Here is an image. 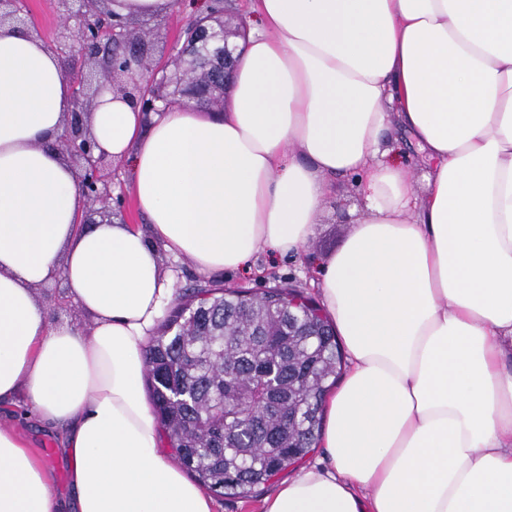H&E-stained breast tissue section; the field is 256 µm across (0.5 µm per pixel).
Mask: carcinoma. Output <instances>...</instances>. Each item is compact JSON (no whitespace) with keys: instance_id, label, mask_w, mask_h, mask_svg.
Here are the masks:
<instances>
[{"instance_id":"cac0c4a2","label":"carcinoma","mask_w":512,"mask_h":512,"mask_svg":"<svg viewBox=\"0 0 512 512\" xmlns=\"http://www.w3.org/2000/svg\"><path fill=\"white\" fill-rule=\"evenodd\" d=\"M199 16L183 31L174 70L162 69L143 94L164 97L186 74L210 78L201 53L186 46L209 25ZM99 36L95 4L84 16ZM150 50L128 28L112 35V68L133 69ZM146 377L162 431L177 463L220 495L247 494L311 451L322 403L343 354L332 323L295 289L199 286L161 321L146 350Z\"/></svg>"}]
</instances>
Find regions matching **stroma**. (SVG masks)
Returning <instances> with one entry per match:
<instances>
[{
	"label": "stroma",
	"instance_id": "obj_1",
	"mask_svg": "<svg viewBox=\"0 0 512 512\" xmlns=\"http://www.w3.org/2000/svg\"><path fill=\"white\" fill-rule=\"evenodd\" d=\"M215 0H176L172 10L142 21L131 20L132 28L142 25L154 27L158 36L152 57L164 62L176 47L182 27L198 11L213 5ZM22 14L33 30L59 57L64 74H79L82 78L83 99L93 97L95 87L104 80L105 73L97 60L83 55L77 41L70 35L79 24L78 17H65L59 0H23ZM111 198L104 215L107 219L126 224L145 225V218L137 211L129 189V166L122 161L111 166ZM362 213V203L351 181L336 186L317 217L316 232L301 248L280 255L262 252L256 254L245 270L214 272L200 276L188 259H173L162 255L164 266L177 273L175 288L185 292L200 279L226 287H240L256 292L279 285L301 292L312 302H319L318 263L336 253L344 244L352 223ZM40 303L49 311L57 325H68L89 331L90 321L73 303L63 280H55L37 291ZM0 426L16 429L26 440L29 449L48 466V478L58 501L73 505L74 495L69 481L66 452L57 433L36 422L34 412L25 394L0 402Z\"/></svg>",
	"mask_w": 512,
	"mask_h": 512
}]
</instances>
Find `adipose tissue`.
I'll use <instances>...</instances> for the list:
<instances>
[{
	"label": "adipose tissue",
	"instance_id": "ef3b65f1",
	"mask_svg": "<svg viewBox=\"0 0 512 512\" xmlns=\"http://www.w3.org/2000/svg\"><path fill=\"white\" fill-rule=\"evenodd\" d=\"M219 114L147 116L102 85L87 117L127 161L149 228L78 224L54 143L74 108L55 53L0 25V401L26 390L68 453L77 512H215L158 448L145 345L203 273L298 249L339 178L364 212L321 266L349 359L307 465L262 512H512V0H255ZM407 132L424 191L394 165ZM64 279L91 330L53 325ZM44 467L0 427V512H56Z\"/></svg>",
	"mask_w": 512,
	"mask_h": 512
}]
</instances>
